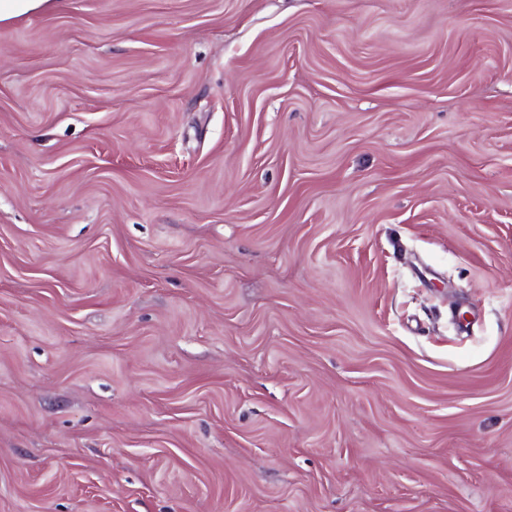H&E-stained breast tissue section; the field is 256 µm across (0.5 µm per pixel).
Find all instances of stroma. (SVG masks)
<instances>
[{
    "label": "stroma",
    "mask_w": 512,
    "mask_h": 512,
    "mask_svg": "<svg viewBox=\"0 0 512 512\" xmlns=\"http://www.w3.org/2000/svg\"><path fill=\"white\" fill-rule=\"evenodd\" d=\"M0 512H512V0L1 23Z\"/></svg>",
    "instance_id": "1"
}]
</instances>
